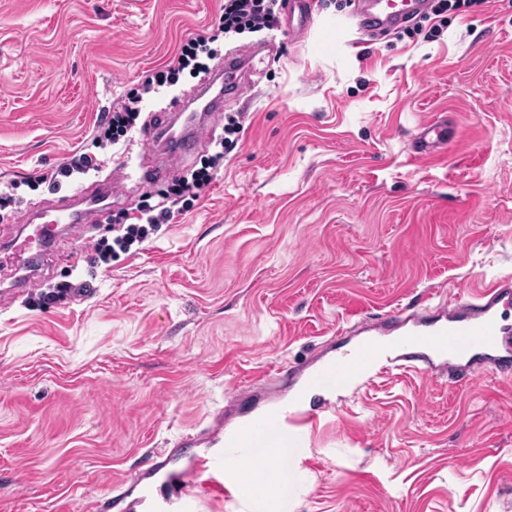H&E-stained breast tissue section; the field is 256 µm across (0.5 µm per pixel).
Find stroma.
Returning <instances> with one entry per match:
<instances>
[{
    "mask_svg": "<svg viewBox=\"0 0 512 512\" xmlns=\"http://www.w3.org/2000/svg\"><path fill=\"white\" fill-rule=\"evenodd\" d=\"M224 0H0V234L98 178L117 177L115 219L164 202L140 180L139 134L100 172L30 187L87 149L104 112ZM258 47L249 85L181 161L243 129L211 184L141 249L99 262L73 228L34 290L0 308V512H82L113 480L134 512L147 456L224 410L236 428L287 399L336 349L373 340L397 306L441 320L460 296L512 278V0L449 12L434 36L377 38L287 27L216 43ZM445 120L448 146L414 154ZM89 292L41 307L60 282ZM284 512H512V379L466 389L448 366L381 375L337 398L288 452Z\"/></svg>",
    "mask_w": 512,
    "mask_h": 512,
    "instance_id": "obj_1",
    "label": "stroma"
}]
</instances>
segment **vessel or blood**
Instances as JSON below:
<instances>
[{
	"label": "vessel or blood",
	"instance_id": "obj_1",
	"mask_svg": "<svg viewBox=\"0 0 512 512\" xmlns=\"http://www.w3.org/2000/svg\"><path fill=\"white\" fill-rule=\"evenodd\" d=\"M427 0H357L354 16L360 30H394L422 13ZM315 0H289L288 27L303 32L314 22ZM253 59L252 52L225 56L217 69L220 78L236 76ZM198 106L179 104L184 114L181 127L168 125L149 129L146 140L153 149L154 174H173L177 163L193 153L208 113L222 109V94L202 87ZM115 191L105 182L97 198H78L52 208L49 223L37 226L32 234L17 237L10 249L14 262L0 264V305L13 302L17 292L29 290L38 268L32 250H44L49 243L89 215H103L104 201ZM512 306V281L501 279L457 298L448 309L447 323L418 324L407 328L403 308L391 309L379 332L381 344L364 343L345 349L309 374L272 411L257 413L236 429L224 428V413L216 411L211 421L176 440L182 454L171 464L170 454L155 453L150 462L151 482L145 483L138 498L146 512H198L201 495L218 503L245 506L246 512H281L279 489L288 467L286 451L306 443L307 431L317 414L313 399L321 393L357 390L371 373H380L396 362L429 372L431 359L463 361L474 371L512 373V356L503 354L505 338L512 327L503 323L500 308ZM125 481L113 482L110 495L92 500L90 512H111L127 497Z\"/></svg>",
	"mask_w": 512,
	"mask_h": 512
}]
</instances>
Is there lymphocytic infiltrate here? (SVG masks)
<instances>
[{
  "instance_id": "lymphocytic-infiltrate-1",
  "label": "lymphocytic infiltrate",
  "mask_w": 512,
  "mask_h": 512,
  "mask_svg": "<svg viewBox=\"0 0 512 512\" xmlns=\"http://www.w3.org/2000/svg\"><path fill=\"white\" fill-rule=\"evenodd\" d=\"M278 0H224V9L219 19L217 31L211 34H199L188 39L180 52L169 63L168 67L155 71L145 77L139 89L128 92L125 101L118 110L99 122L95 127L92 143L94 152L76 151L69 155L60 167L59 172L39 173L34 177L35 183H55L58 175L86 174L99 170L100 163L95 156L96 150L104 149L118 143L133 128L140 116V103L144 94L155 91L159 87L176 83L180 73L197 75L206 72L207 62L216 55L215 42L220 35L246 32L270 31L279 24L276 11ZM241 124L237 119H229L224 132L226 137L222 143V151L212 155L201 168L192 171L190 177L172 185L170 197L174 202L185 201L186 198L199 196L201 190L212 181L211 171L224 159V149L232 145V135L238 134ZM172 214L168 209L146 211L141 213L136 224L117 225L112 240H99L97 252L102 262L108 263L118 253L130 252L133 245L147 241L160 225L168 223Z\"/></svg>"
}]
</instances>
